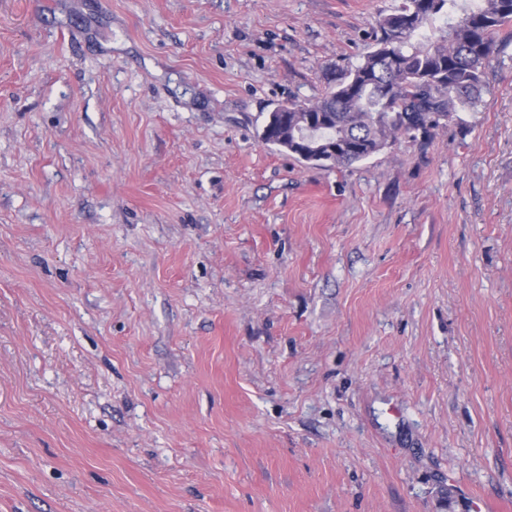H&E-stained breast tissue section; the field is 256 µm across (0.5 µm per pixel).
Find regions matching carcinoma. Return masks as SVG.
<instances>
[{
	"label": "carcinoma",
	"mask_w": 512,
	"mask_h": 512,
	"mask_svg": "<svg viewBox=\"0 0 512 512\" xmlns=\"http://www.w3.org/2000/svg\"><path fill=\"white\" fill-rule=\"evenodd\" d=\"M444 19L437 37L423 30ZM512 25V0H400L377 21L380 36L353 68L328 78L314 102H291L269 113L261 140L306 163L290 146L313 119L308 152L336 147L327 167L368 159L388 143L449 121L479 103L496 38Z\"/></svg>",
	"instance_id": "obj_1"
}]
</instances>
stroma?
Returning a JSON list of instances; mask_svg holds the SVG:
<instances>
[{"label":"stroma","mask_w":512,"mask_h":512,"mask_svg":"<svg viewBox=\"0 0 512 512\" xmlns=\"http://www.w3.org/2000/svg\"><path fill=\"white\" fill-rule=\"evenodd\" d=\"M399 0H0V512H512V39L324 169L277 105Z\"/></svg>","instance_id":"stroma-1"}]
</instances>
